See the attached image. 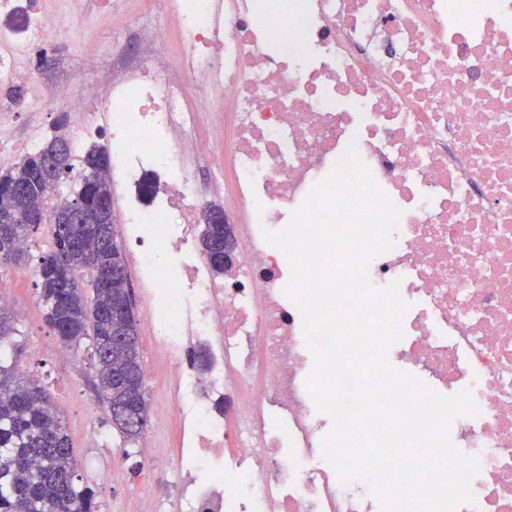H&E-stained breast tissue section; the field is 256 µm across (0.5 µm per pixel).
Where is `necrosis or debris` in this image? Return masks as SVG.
Returning <instances> with one entry per match:
<instances>
[{
	"label": "necrosis or debris",
	"instance_id": "necrosis-or-debris-1",
	"mask_svg": "<svg viewBox=\"0 0 512 512\" xmlns=\"http://www.w3.org/2000/svg\"><path fill=\"white\" fill-rule=\"evenodd\" d=\"M134 16L139 50L113 52L93 101L52 82L82 152L108 138L112 192L137 252L146 334L171 378L179 471L166 512H381L367 482L322 455L333 420L285 289L283 230L355 148L402 211L369 266L400 280L392 367L423 392H468L449 426L479 466L455 512H512V0H100ZM0 80L54 43L47 0H0ZM224 205L234 261L216 277L195 243ZM204 347L208 366L187 361Z\"/></svg>",
	"mask_w": 512,
	"mask_h": 512
}]
</instances>
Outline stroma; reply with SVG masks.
I'll return each instance as SVG.
<instances>
[{"instance_id": "35a3bbf8", "label": "stroma", "mask_w": 512, "mask_h": 512, "mask_svg": "<svg viewBox=\"0 0 512 512\" xmlns=\"http://www.w3.org/2000/svg\"><path fill=\"white\" fill-rule=\"evenodd\" d=\"M129 21L101 13L98 0H73L70 7L59 9L60 39L47 51L52 60L51 73L70 84L74 95H82L92 72L103 68L105 61L96 54L101 44L123 42ZM49 225H40L30 236L31 249L20 265L9 268L0 276L28 309L18 320L21 332V364L42 377L43 386L51 393L61 412L73 446L78 473L83 482L93 487L105 512H159L163 501L171 498L176 486V474L169 464L147 461L138 451L136 442L124 441L113 435L111 445L99 447L87 434L94 426L111 432L112 422L94 391L95 373L88 347H81L78 359L81 368L70 373L68 363L50 355H36L34 344L56 345L57 339L44 319V306L35 286V270L40 257L47 252L42 241L50 236ZM149 399L148 430L156 434L162 446L177 451V435L172 427L161 424L169 389L165 375L146 380ZM152 485L150 495L142 496L137 486L142 481Z\"/></svg>"}]
</instances>
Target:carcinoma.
Listing matches in <instances>:
<instances>
[{
    "instance_id": "cac0c4a2",
    "label": "carcinoma",
    "mask_w": 512,
    "mask_h": 512,
    "mask_svg": "<svg viewBox=\"0 0 512 512\" xmlns=\"http://www.w3.org/2000/svg\"><path fill=\"white\" fill-rule=\"evenodd\" d=\"M63 127L61 120L38 151L0 172V267L17 262L15 252L39 225L52 226L53 246L36 271L45 320L63 347L79 349L89 343L97 392L107 411H112L111 398L139 389L140 411L146 415L145 385L135 373L141 362L129 281L115 282L102 296L92 282H79V274L93 266L125 265L114 237L109 151L93 145L79 156L75 194L85 218L74 217L63 201L51 210L43 204L58 181L48 156L64 148L60 163L73 170ZM202 220V253L212 270L222 274L212 261V248L224 243V210L208 207ZM18 333L9 311L0 309V350L9 352L0 357V512H38L41 505L53 506V512H99L96 492L76 479L73 448L51 394L14 369L20 356Z\"/></svg>"
}]
</instances>
